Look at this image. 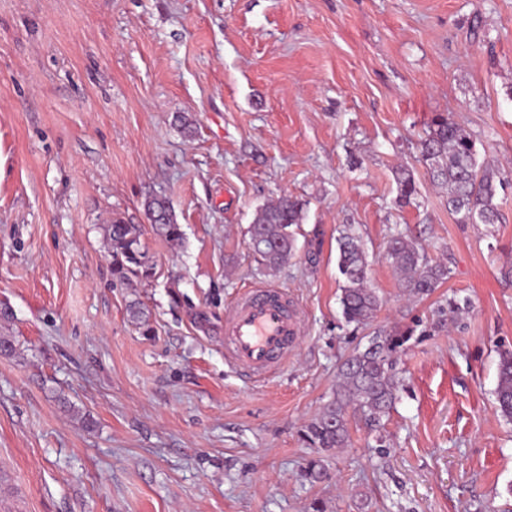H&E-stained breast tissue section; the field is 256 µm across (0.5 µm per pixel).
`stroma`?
Returning <instances> with one entry per match:
<instances>
[{"instance_id": "35a3bbf8", "label": "stroma", "mask_w": 512, "mask_h": 512, "mask_svg": "<svg viewBox=\"0 0 512 512\" xmlns=\"http://www.w3.org/2000/svg\"><path fill=\"white\" fill-rule=\"evenodd\" d=\"M439 113L512 164V0H0V512H512L494 403L512 183L500 224L457 223L419 160ZM150 195L180 243L146 226ZM284 195L306 207L267 275L247 228ZM116 213L143 225L150 281L113 280ZM345 227L382 299L359 327L339 302ZM399 230L448 266L430 295L400 286ZM267 285L305 328L252 379L224 359V320ZM398 326L414 336L382 433L351 418L328 479L306 481L302 427L339 363ZM143 210L149 224L155 231L171 242H179L183 237L169 202L158 196H149L143 202Z\"/></svg>"}]
</instances>
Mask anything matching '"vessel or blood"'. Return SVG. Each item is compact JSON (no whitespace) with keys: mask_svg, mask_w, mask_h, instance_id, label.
<instances>
[{"mask_svg":"<svg viewBox=\"0 0 512 512\" xmlns=\"http://www.w3.org/2000/svg\"><path fill=\"white\" fill-rule=\"evenodd\" d=\"M303 322L301 309L286 289H252L224 320L225 359L240 373L263 376L287 363Z\"/></svg>","mask_w":512,"mask_h":512,"instance_id":"vessel-or-blood-1","label":"vessel or blood"}]
</instances>
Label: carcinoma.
<instances>
[{
    "label": "carcinoma",
    "mask_w": 512,
    "mask_h": 512,
    "mask_svg": "<svg viewBox=\"0 0 512 512\" xmlns=\"http://www.w3.org/2000/svg\"><path fill=\"white\" fill-rule=\"evenodd\" d=\"M419 158L431 181L448 190V213L460 224L493 225L499 222L498 188L508 176L488 163L479 162L476 141L448 115L434 117L419 143ZM400 198L416 193L407 169L397 173ZM304 203L288 196L279 198L257 213L248 228L249 241L260 240L254 249L263 272L279 270L295 255L296 238L292 227L302 220ZM143 210L155 231L171 242L183 237L169 202L149 196ZM143 225L131 224L116 215L107 226L112 258V276L120 282L147 281L155 276V264L142 244ZM387 254L400 273L401 287L411 296L433 293L448 280L446 264L428 257L425 249L405 233L391 236ZM337 267L343 277L340 305L346 323L365 325L381 306L375 289L368 283V259L358 238L344 231L337 239ZM413 336L410 327L375 336L362 350L345 357L338 366L333 398L302 430L303 439L316 449L318 457L309 460L303 476L311 483L326 477L323 457L348 445L351 415L359 412L368 424L378 427L389 414L402 387L397 358ZM495 407L512 422V349L499 351Z\"/></svg>",
    "instance_id": "carcinoma-1"
}]
</instances>
